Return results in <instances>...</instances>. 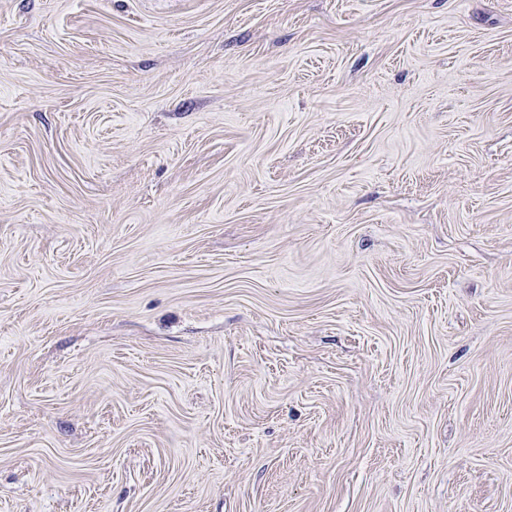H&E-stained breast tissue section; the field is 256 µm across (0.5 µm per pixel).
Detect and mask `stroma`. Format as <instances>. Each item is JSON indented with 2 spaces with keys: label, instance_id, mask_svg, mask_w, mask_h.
I'll use <instances>...</instances> for the list:
<instances>
[{
  "label": "stroma",
  "instance_id": "obj_1",
  "mask_svg": "<svg viewBox=\"0 0 512 512\" xmlns=\"http://www.w3.org/2000/svg\"><path fill=\"white\" fill-rule=\"evenodd\" d=\"M0 512H512V0H0Z\"/></svg>",
  "mask_w": 512,
  "mask_h": 512
}]
</instances>
